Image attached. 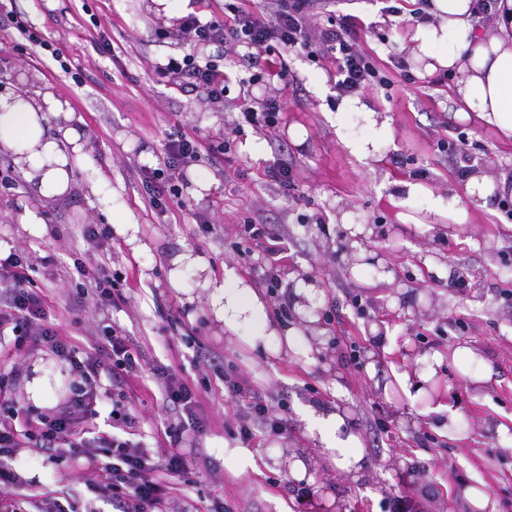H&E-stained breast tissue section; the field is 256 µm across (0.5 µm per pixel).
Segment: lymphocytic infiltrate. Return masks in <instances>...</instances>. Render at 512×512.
Returning a JSON list of instances; mask_svg holds the SVG:
<instances>
[{"mask_svg": "<svg viewBox=\"0 0 512 512\" xmlns=\"http://www.w3.org/2000/svg\"><path fill=\"white\" fill-rule=\"evenodd\" d=\"M321 0H278L273 18H266L244 5L228 4L223 20L201 21L195 15L184 17L182 34L196 43L244 47L242 60L252 72V81L276 78L287 80L285 61L288 50L308 49L314 61H330L336 67L338 94H354L375 85H388L389 79L373 58L351 37L352 22L333 16L328 26L311 28L310 20ZM156 73L183 91L204 90L210 100H223L227 90L224 74L213 61H199L187 54L168 57L156 64ZM230 142L202 147L198 138L177 129L168 141L163 164L142 168L141 186L150 205L162 212L178 199L183 171L201 155L211 160L228 153ZM70 278L79 281L83 297L75 309L72 324H82L81 313L89 308H120L125 301L116 278L110 277L105 262L89 254L76 255ZM13 358L43 348L65 363L73 377L71 395L59 407L39 417H31L14 403L4 375L0 374V489L12 491L22 486L14 462L20 449L36 448L56 457L82 462L89 471L87 486L108 497L121 512H169L174 501L172 480L187 479L189 462L181 451L185 432H203L205 420L199 415V390L172 369L153 370L164 410L177 421L165 430L166 442L156 450L130 442L139 431L137 416L126 407H113V433L100 431L96 419L101 400L100 377H107L115 388H123L142 373L146 360L132 336L113 331L105 340L90 337L72 340L58 324L52 323L42 289L30 274L24 251L16 249L0 259V349ZM230 396H248L245 412L234 414L228 431L241 439H253L256 432L284 428L273 395L245 391L241 383L225 377Z\"/></svg>", "mask_w": 512, "mask_h": 512, "instance_id": "f902f5d3", "label": "lymphocytic infiltrate"}]
</instances>
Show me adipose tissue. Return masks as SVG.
Wrapping results in <instances>:
<instances>
[{
    "label": "adipose tissue",
    "instance_id": "obj_1",
    "mask_svg": "<svg viewBox=\"0 0 512 512\" xmlns=\"http://www.w3.org/2000/svg\"><path fill=\"white\" fill-rule=\"evenodd\" d=\"M427 12L428 20L415 22L402 38L411 61L426 73L445 70L452 76L454 119H478L496 128L505 140H512V0H498L489 33L473 24L476 0H429ZM326 119L339 129L349 119L361 125V135L343 136L342 144L362 165L382 162V147L395 142L390 117L361 95L341 97ZM82 124V117L69 102L49 86L0 92V153L12 156L25 183L39 199L63 200L72 193L74 172L86 162ZM88 185L92 205L108 215L115 234L131 254L150 252L137 220L117 204L116 193L106 178L96 175L89 178ZM385 187L390 203L398 209L396 218L400 223L413 222L409 206L421 200L435 223L463 224L471 208L487 209L495 195L512 194V176L504 174L493 180L483 171L473 170L464 174L461 187H449L444 194L409 179L390 180ZM190 271L198 278L207 316L222 323L225 332L253 355L282 359L304 336L319 340L328 334L319 315L307 307L318 290L305 276L288 277L297 319L286 322L271 319L269 299L237 266L225 265L218 274L202 255L186 249L169 259L171 287L180 289ZM445 360V352L435 349L417 357L414 367L394 372L393 378L408 403L428 398L426 386ZM428 400L426 415L455 418L447 394ZM348 418L347 411L335 402L317 408L308 406L301 412L307 436L323 446L328 464L357 481L363 475L364 451Z\"/></svg>",
    "mask_w": 512,
    "mask_h": 512
}]
</instances>
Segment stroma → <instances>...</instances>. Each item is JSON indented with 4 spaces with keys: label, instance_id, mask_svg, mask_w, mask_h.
I'll list each match as a JSON object with an SVG mask.
<instances>
[{
    "label": "stroma",
    "instance_id": "1",
    "mask_svg": "<svg viewBox=\"0 0 512 512\" xmlns=\"http://www.w3.org/2000/svg\"><path fill=\"white\" fill-rule=\"evenodd\" d=\"M150 0H0V20L7 14L27 21L44 39L57 44L64 63L41 62L16 29L0 23V89H22L23 77L37 74L66 99L84 121L88 161L74 173L78 191L66 201L41 202L48 233L35 236L15 220L17 203L31 199L10 156L0 155V243L26 250L34 266L32 276L42 288L51 313L63 310L75 285L66 273L70 255L86 250V225L109 232L107 267L122 278L125 302L119 309L90 311L92 323L127 331L153 365L171 366L194 380H205L201 410L209 423L201 434L184 436V450L193 460L192 481L181 486L176 512H210L222 502L230 512H466L458 485L483 488L497 502L499 512H512V444L497 429L512 432V216L499 203L471 212L468 223L443 231L427 225L401 224L383 188L386 181L417 178L439 193L459 183V165L438 149L442 140L467 138L469 164L490 178L512 173V143L476 121L453 120L450 78H421L407 62L397 36L404 33L396 16L387 12L388 0H336L337 15L353 16L360 29L358 43L390 79L389 85L369 89L375 108L393 119L395 144L386 148V160L376 170L358 164L343 148L324 113L336 107L335 67L315 63L303 49L288 56L287 81L249 83V73L237 53L190 42L178 25L166 24L148 8ZM105 29L112 52L101 55L91 41ZM161 33L150 41L151 33ZM193 54L216 62L228 81L223 101L208 99L205 91L186 94L162 81L155 63L166 57ZM403 60L395 68L393 59ZM81 74L74 83L73 74ZM325 81V97L313 95L310 83ZM281 101L285 110L276 127L252 126L242 114L244 101ZM179 118L184 130L202 144L232 139L220 165L207 161L191 165L194 178L209 182L204 200H196L181 183L183 207L166 213L152 209L144 199L137 170L157 167L164 155L170 121ZM305 131L302 143L288 134L290 127ZM265 143V158L256 162L240 150L248 136ZM286 161L291 183L282 186L270 169ZM104 173L119 194L118 202L137 218L151 251L134 258L118 235L112 234L106 215L93 207L81 187L91 170ZM361 216L364 222L387 225L384 244L387 261L398 277L374 285L371 267L351 273L337 263L327 240L335 236L338 210ZM206 215L218 229L206 234L196 218ZM274 225L284 237L286 257L277 273L308 269L326 282L323 322L330 336L313 359L304 353L269 369L252 362L224 328L204 317L192 316L194 304H180L166 278L168 258L183 249L210 262L214 271L233 264L260 288L270 289L276 311L286 314L290 293L269 286L266 267L240 256L244 244L241 226L246 220ZM477 272L478 278L459 287L457 275ZM425 284L435 294L426 300L415 290ZM380 317L397 337V348L382 356L378 370L412 367L415 349L453 351L470 347L474 355L448 363L437 380L459 418L448 435L424 416L425 401L405 404L394 386L375 384L364 369L368 346L367 317ZM218 352L224 372L240 375L252 386L271 389L281 403L288 429L280 434L258 433L249 447L256 454V471L238 474L225 459L226 445H238L239 436L224 427L227 418L242 410L245 399H231L224 373L196 371L198 352ZM149 370L132 382L126 394L141 420L142 440L155 446L164 440L170 417L152 395L157 390ZM489 370L482 385L471 375ZM0 371L12 373L14 399L31 415L44 413L27 388L31 378L42 380L52 405L70 394L72 377L48 350L36 349L20 360H0ZM340 401L350 412L359 434L368 468L358 483H350L326 466L319 446L303 433L301 407ZM298 456L314 465L311 479L294 480L288 458ZM16 469L27 477L31 490L70 504L73 512H118L111 500L90 491L68 460L21 450Z\"/></svg>",
    "mask_w": 512,
    "mask_h": 512
}]
</instances>
